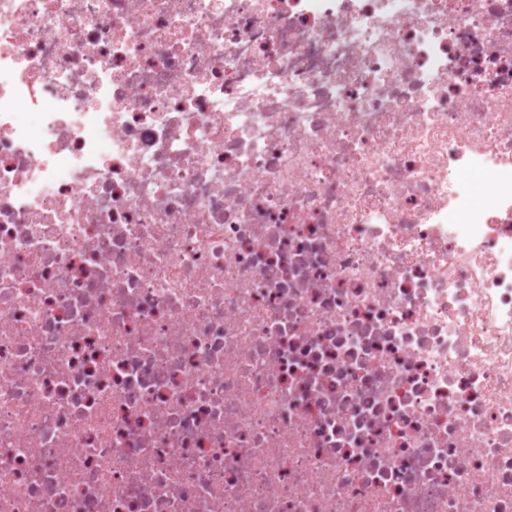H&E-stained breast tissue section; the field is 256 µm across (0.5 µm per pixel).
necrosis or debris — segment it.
<instances>
[{
	"mask_svg": "<svg viewBox=\"0 0 512 512\" xmlns=\"http://www.w3.org/2000/svg\"><path fill=\"white\" fill-rule=\"evenodd\" d=\"M0 512H512V0H0Z\"/></svg>",
	"mask_w": 512,
	"mask_h": 512,
	"instance_id": "1",
	"label": "necrosis or debris"
}]
</instances>
